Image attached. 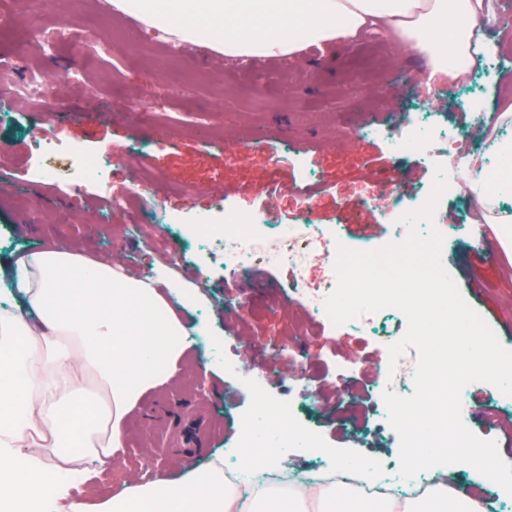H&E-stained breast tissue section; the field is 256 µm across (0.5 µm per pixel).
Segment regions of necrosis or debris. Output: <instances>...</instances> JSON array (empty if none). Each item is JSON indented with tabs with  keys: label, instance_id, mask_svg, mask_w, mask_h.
I'll list each match as a JSON object with an SVG mask.
<instances>
[{
	"label": "necrosis or debris",
	"instance_id": "1",
	"mask_svg": "<svg viewBox=\"0 0 512 512\" xmlns=\"http://www.w3.org/2000/svg\"><path fill=\"white\" fill-rule=\"evenodd\" d=\"M362 135L382 137L389 141L395 153L413 152L421 163H436L434 154L439 147L453 143L457 150L449 160L440 163L442 176L448 184H464L472 174L466 160L467 150L460 148L462 133L446 127L433 125L421 115L410 117L407 130L397 134L386 128L371 125L363 127ZM62 155L78 158L77 176L71 183L72 191H82L86 185L106 180L115 161L105 152H86L71 144H61L51 138L39 135L33 139V150L28 168L34 180L50 179L52 172L44 164L46 157ZM198 240H213L224 246V267L237 276L248 274L260 264H291L298 270L300 298L309 313L318 322L328 323L324 302L334 290L337 282L335 261L342 238L333 226L311 224L306 212H299L294 223L279 224L275 229H265L259 215L247 214L239 217L227 215L225 224H203L197 235ZM394 308H385L373 314H364L347 322V329L362 333L369 338L374 353L381 364H388V347L394 343ZM248 391L259 403L257 416L264 424L261 433L250 435L247 443L240 445L237 461L225 467L224 482L236 489H244V476H252L253 487L273 484L290 486H311L322 483H345L357 487L365 498H380L393 493L415 497L435 484L434 475L427 470L402 483H395L393 475L398 469L395 460L379 462L383 476L377 484L359 483L354 469L333 467L318 459L303 469L267 466L263 456H273L286 448L299 445L297 433L289 419L295 415L294 407L283 405L273 409L263 406L266 393L265 378H258L247 385Z\"/></svg>",
	"mask_w": 512,
	"mask_h": 512
}]
</instances>
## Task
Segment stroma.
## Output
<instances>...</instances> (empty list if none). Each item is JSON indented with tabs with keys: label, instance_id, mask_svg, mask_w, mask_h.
I'll use <instances>...</instances> for the list:
<instances>
[{
	"label": "stroma",
	"instance_id": "1",
	"mask_svg": "<svg viewBox=\"0 0 512 512\" xmlns=\"http://www.w3.org/2000/svg\"><path fill=\"white\" fill-rule=\"evenodd\" d=\"M29 9L28 0H0V58L12 60L11 79L65 69L78 77L50 101L54 121L42 123L19 98L0 122V165L9 177L0 183V264L50 244L118 261L137 278L166 268L172 281L202 287L205 303L184 318L207 325L223 342L222 356L237 362L235 370L213 374L188 352L180 379L143 397L129 421L126 454L80 488V496L104 499L143 475L148 449H161L165 458L156 476L171 477L238 447L242 418L254 408L244 384L280 370L275 352L284 347L306 365L302 375L279 379L269 397L299 404V431L314 429L323 447L342 456L399 459L393 427L361 426L372 418L364 388L380 374L364 336L316 323L295 293L289 267L259 265L248 277H235L224 269L220 246L197 249L187 229L198 216L220 224L225 209L245 207L265 223L289 224L304 207L310 223L342 229L346 244L383 246L394 226L381 188L416 203L435 169L413 153H393L383 140L359 137V128L403 131L406 115L397 103L405 99L467 132L476 145L494 131L497 113L512 110V78L479 72V112L469 102L474 93L427 94L419 89L426 55L381 29L295 56H261L249 70L201 41L149 54L141 47V20L117 12L112 0H53L42 20L50 28L65 24L71 37L56 43L48 59L21 51ZM41 128L55 140L117 157L107 185L73 196L71 162L61 156L48 161L53 179L30 181L27 158ZM136 143L146 152L128 158ZM306 161L316 170L311 182L300 175ZM116 196L125 198L123 210H113ZM147 206L169 218L155 227L166 239V254L156 253L151 238L135 228ZM461 207L452 192L434 214L448 236V274L512 350V241L502 225H486L493 259L466 265L472 237L460 221ZM340 364L348 369L341 381ZM468 403L470 432L491 433L502 455L512 458V410L490 415L492 398L478 383ZM194 422L203 433L184 445L183 432Z\"/></svg>",
	"mask_w": 512,
	"mask_h": 512
}]
</instances>
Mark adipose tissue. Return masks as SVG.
I'll return each mask as SVG.
<instances>
[{
    "mask_svg": "<svg viewBox=\"0 0 512 512\" xmlns=\"http://www.w3.org/2000/svg\"><path fill=\"white\" fill-rule=\"evenodd\" d=\"M118 9L230 56L294 55L311 43L357 36L384 24L426 53L435 68L465 73L479 21L492 0H117ZM16 303L0 307V512H492L512 496L496 449L461 457L464 415L454 412L448 451L407 449L403 466L448 474L468 465L491 483L489 498L439 483L419 499L358 503L355 488L224 487V460L151 482L127 481L102 501L74 497L125 451L126 421L142 397L179 372L190 347L221 367L214 337L179 314L195 300L176 286L127 275L116 261L48 246L21 253L0 279Z\"/></svg>",
    "mask_w": 512,
    "mask_h": 512,
    "instance_id": "1",
    "label": "adipose tissue"
}]
</instances>
